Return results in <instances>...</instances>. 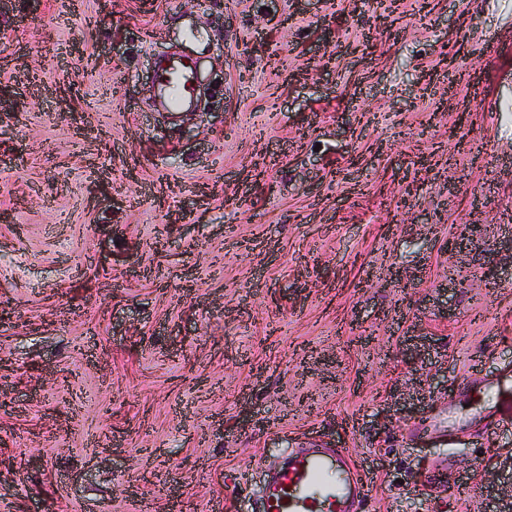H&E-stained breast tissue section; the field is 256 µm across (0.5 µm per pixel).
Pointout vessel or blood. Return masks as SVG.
Returning a JSON list of instances; mask_svg holds the SVG:
<instances>
[{"mask_svg":"<svg viewBox=\"0 0 512 512\" xmlns=\"http://www.w3.org/2000/svg\"><path fill=\"white\" fill-rule=\"evenodd\" d=\"M154 81L174 107L192 104L196 64L185 54L158 62ZM470 394H496L487 413L494 424H512V369L488 376L473 371L465 379ZM373 491L370 472L356 465L347 449L318 441L289 452L288 460L270 471L261 492V512H366Z\"/></svg>","mask_w":512,"mask_h":512,"instance_id":"vessel-or-blood-1","label":"vessel or blood"}]
</instances>
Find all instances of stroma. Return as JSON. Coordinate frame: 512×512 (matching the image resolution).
<instances>
[{
	"label": "stroma",
	"mask_w": 512,
	"mask_h": 512,
	"mask_svg": "<svg viewBox=\"0 0 512 512\" xmlns=\"http://www.w3.org/2000/svg\"><path fill=\"white\" fill-rule=\"evenodd\" d=\"M395 7L0 6V512H258L312 439L368 512L512 504V425L458 394L512 367V0ZM165 103L185 108L192 104L196 91V64L186 54H175L158 62L154 71Z\"/></svg>",
	"instance_id": "35a3bbf8"
}]
</instances>
